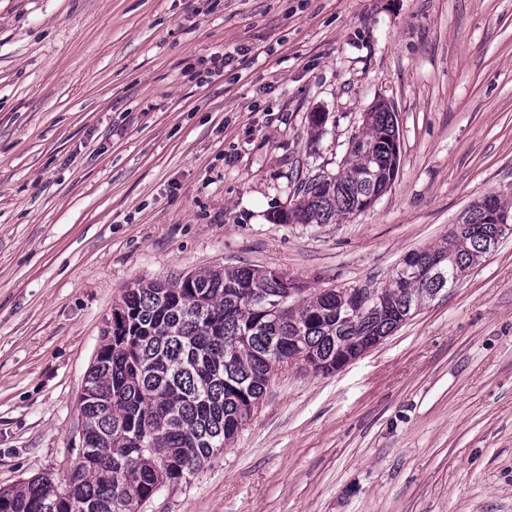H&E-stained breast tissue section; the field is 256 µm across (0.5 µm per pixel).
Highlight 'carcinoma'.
<instances>
[{
    "mask_svg": "<svg viewBox=\"0 0 512 512\" xmlns=\"http://www.w3.org/2000/svg\"><path fill=\"white\" fill-rule=\"evenodd\" d=\"M349 143L334 176L305 183L279 224H334L365 211V199L398 170L396 114L384 103ZM512 202L488 195L470 205L443 241L407 254L419 277L392 274L384 288L339 286L275 314L260 300L293 288L289 276L249 267L187 275L130 289L112 310L80 400L86 447L65 488L48 475L0 489V512H139L160 485H178L224 449L250 417L280 362L329 375L391 335L430 300L434 259L460 278L485 261Z\"/></svg>",
    "mask_w": 512,
    "mask_h": 512,
    "instance_id": "obj_1",
    "label": "carcinoma"
}]
</instances>
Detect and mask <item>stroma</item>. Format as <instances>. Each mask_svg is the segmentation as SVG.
<instances>
[{
	"label": "stroma",
	"mask_w": 512,
	"mask_h": 512,
	"mask_svg": "<svg viewBox=\"0 0 512 512\" xmlns=\"http://www.w3.org/2000/svg\"><path fill=\"white\" fill-rule=\"evenodd\" d=\"M379 101L387 192L274 223ZM493 192L512 195V0H0V487L65 483L129 289L235 266L380 288ZM141 512H512V235L338 372L275 375Z\"/></svg>",
	"instance_id": "35a3bbf8"
}]
</instances>
